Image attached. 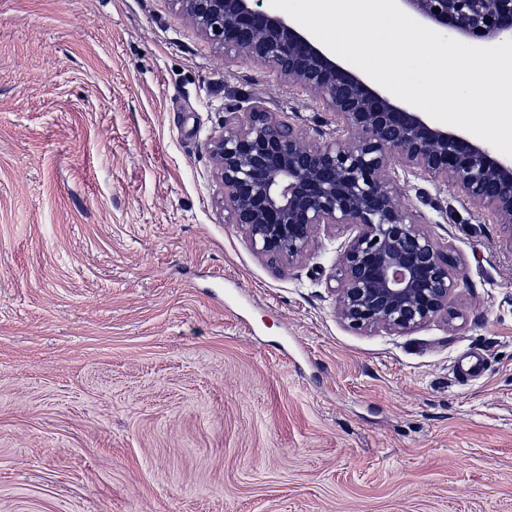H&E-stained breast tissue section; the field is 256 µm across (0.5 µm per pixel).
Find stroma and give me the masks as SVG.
I'll return each instance as SVG.
<instances>
[{"instance_id": "stroma-1", "label": "stroma", "mask_w": 512, "mask_h": 512, "mask_svg": "<svg viewBox=\"0 0 512 512\" xmlns=\"http://www.w3.org/2000/svg\"><path fill=\"white\" fill-rule=\"evenodd\" d=\"M257 103L337 137L173 0H0V512H512L502 225L400 174L451 316L350 328L355 227L281 267L225 221L208 143Z\"/></svg>"}]
</instances>
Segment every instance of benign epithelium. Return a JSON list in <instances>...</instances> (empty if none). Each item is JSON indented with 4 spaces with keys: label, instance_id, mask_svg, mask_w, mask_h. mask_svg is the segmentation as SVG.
Here are the masks:
<instances>
[{
    "label": "benign epithelium",
    "instance_id": "benign-epithelium-1",
    "mask_svg": "<svg viewBox=\"0 0 512 512\" xmlns=\"http://www.w3.org/2000/svg\"><path fill=\"white\" fill-rule=\"evenodd\" d=\"M230 61L269 66L323 102L338 137L320 144L256 104L224 118L208 149L227 223L257 253L302 259L319 226H354L332 288L340 318L354 329L407 333L448 320L458 279L453 261L418 216L394 201L397 170L451 185L491 211L512 252V159L441 127L356 73L296 22L260 0H174ZM428 27L475 45L512 39V0H398ZM439 12H433V9Z\"/></svg>",
    "mask_w": 512,
    "mask_h": 512
}]
</instances>
